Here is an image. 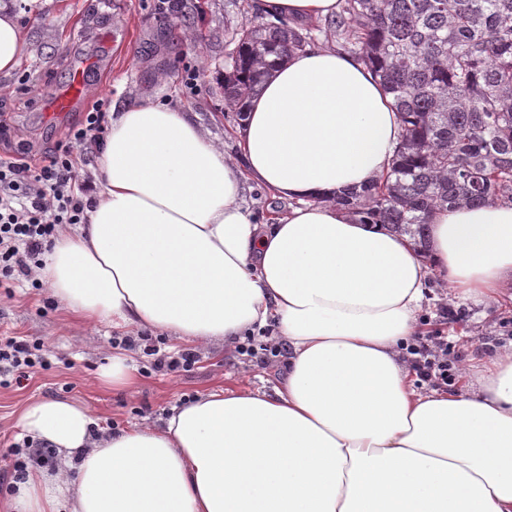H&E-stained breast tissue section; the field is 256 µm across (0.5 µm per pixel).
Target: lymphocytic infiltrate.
<instances>
[{"label":"lymphocytic infiltrate","mask_w":512,"mask_h":512,"mask_svg":"<svg viewBox=\"0 0 512 512\" xmlns=\"http://www.w3.org/2000/svg\"><path fill=\"white\" fill-rule=\"evenodd\" d=\"M107 133L105 114L96 106L69 129L65 144L38 163L0 156V283L31 278L59 225L85 223L97 187L80 173L78 156L87 146H103ZM42 350L35 340L1 338L0 378L26 379L44 365Z\"/></svg>","instance_id":"1"}]
</instances>
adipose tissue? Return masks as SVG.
<instances>
[{
  "mask_svg": "<svg viewBox=\"0 0 512 512\" xmlns=\"http://www.w3.org/2000/svg\"><path fill=\"white\" fill-rule=\"evenodd\" d=\"M258 7L311 20L340 2ZM27 46L17 0H0V75ZM398 139L371 72L326 46L265 82L238 162L177 107L113 113L102 191L36 277L79 319L205 347L275 323L285 373L273 394L211 392L116 433L70 400L31 402L18 426L57 464L18 482L10 512H512V349L453 393L411 389L402 349L432 278L474 303L512 286V201L435 209L424 254L337 205ZM247 179L293 208L254 223Z\"/></svg>",
  "mask_w": 512,
  "mask_h": 512,
  "instance_id": "ef3b65f1",
  "label": "adipose tissue"
}]
</instances>
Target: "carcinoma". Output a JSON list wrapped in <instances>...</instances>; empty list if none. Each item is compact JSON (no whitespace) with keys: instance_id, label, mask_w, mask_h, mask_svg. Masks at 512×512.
I'll list each match as a JSON object with an SVG mask.
<instances>
[{"instance_id":"cac0c4a2","label":"carcinoma","mask_w":512,"mask_h":512,"mask_svg":"<svg viewBox=\"0 0 512 512\" xmlns=\"http://www.w3.org/2000/svg\"><path fill=\"white\" fill-rule=\"evenodd\" d=\"M319 34L378 78L402 129L389 171L336 204L422 241L438 207L512 200V0H343L316 27L254 22L224 63L238 118Z\"/></svg>"}]
</instances>
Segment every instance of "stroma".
<instances>
[{"mask_svg":"<svg viewBox=\"0 0 512 512\" xmlns=\"http://www.w3.org/2000/svg\"><path fill=\"white\" fill-rule=\"evenodd\" d=\"M261 18L258 0H183L178 13L162 10L158 0H54L45 12L23 14L34 40L11 75L0 76V155H41L55 149L92 106L102 102L117 112L148 96L190 112L223 142L226 156L241 160L237 107L224 98V59L237 32ZM82 67L86 95L69 111L48 117L50 97ZM444 306L454 316L442 317ZM273 333L270 326L254 330L256 357L219 344L198 349L191 367L168 372L153 371L143 348L127 349L136 385L112 388L98 372L118 349L122 332L75 319L46 289L0 287V336L37 339L48 352L46 366L28 380L0 386V490L12 480V450L21 441L17 420L29 402L69 399L87 408L100 427L115 431L159 425L184 399L219 390H270L285 358L269 351ZM417 336L447 340L449 357H462L468 373L449 379L447 389H466L472 375L512 347V299L465 304L433 280L418 313Z\"/></svg>","mask_w":512,"mask_h":512,"instance_id":"stroma-1","label":"stroma"}]
</instances>
